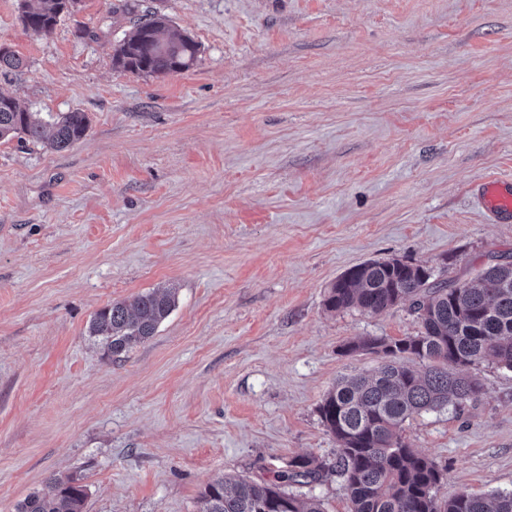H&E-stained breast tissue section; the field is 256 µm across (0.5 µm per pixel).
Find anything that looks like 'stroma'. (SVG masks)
<instances>
[{"mask_svg":"<svg viewBox=\"0 0 512 512\" xmlns=\"http://www.w3.org/2000/svg\"><path fill=\"white\" fill-rule=\"evenodd\" d=\"M116 2L37 35L0 0L26 62L0 94L89 118L62 151L0 139V512L53 476L85 512H198L217 477L332 461L318 406L376 363L344 345L419 330L405 303L327 311L336 278L512 257L477 199L512 181V0H138L199 45L166 76L114 68ZM159 286L174 311L107 356L93 316ZM478 376L476 401L403 426L447 496L512 491V371Z\"/></svg>","mask_w":512,"mask_h":512,"instance_id":"stroma-1","label":"stroma"}]
</instances>
